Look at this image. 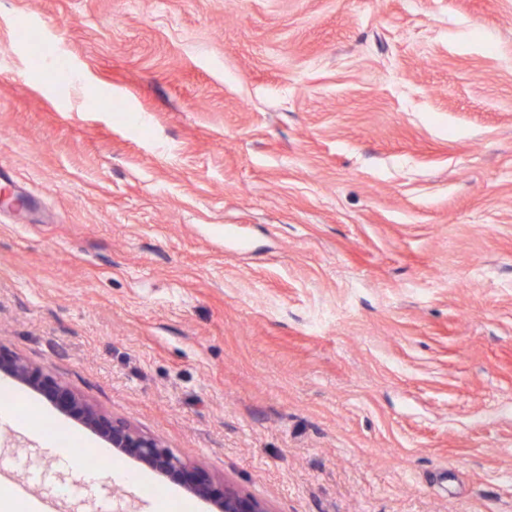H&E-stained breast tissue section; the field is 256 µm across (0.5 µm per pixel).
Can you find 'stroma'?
<instances>
[{"mask_svg":"<svg viewBox=\"0 0 512 512\" xmlns=\"http://www.w3.org/2000/svg\"><path fill=\"white\" fill-rule=\"evenodd\" d=\"M0 341L273 512H512V0H0Z\"/></svg>","mask_w":512,"mask_h":512,"instance_id":"35a3bbf8","label":"stroma"}]
</instances>
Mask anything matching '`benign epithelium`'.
<instances>
[{
  "label": "benign epithelium",
  "mask_w": 512,
  "mask_h": 512,
  "mask_svg": "<svg viewBox=\"0 0 512 512\" xmlns=\"http://www.w3.org/2000/svg\"><path fill=\"white\" fill-rule=\"evenodd\" d=\"M0 373L48 398L61 411L101 436L114 450L137 458L160 475L182 484L190 493L209 502L213 512H272L267 503L225 480L216 479L160 440L98 411L65 384L1 342Z\"/></svg>",
  "instance_id": "benign-epithelium-1"
}]
</instances>
